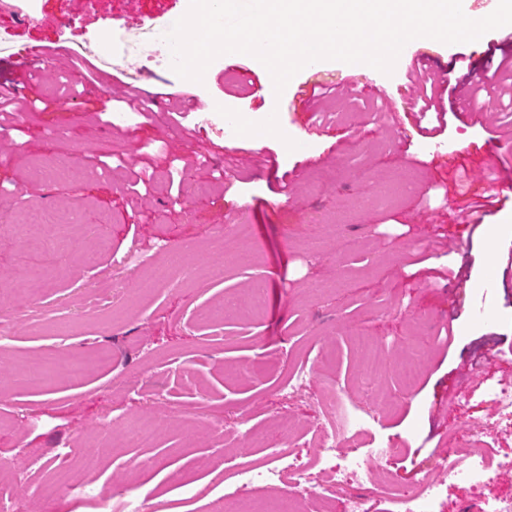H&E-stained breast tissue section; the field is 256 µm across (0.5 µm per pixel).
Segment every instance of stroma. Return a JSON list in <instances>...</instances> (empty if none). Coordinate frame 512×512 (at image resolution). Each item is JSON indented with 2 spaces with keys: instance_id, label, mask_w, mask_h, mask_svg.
Returning <instances> with one entry per match:
<instances>
[{
  "instance_id": "stroma-1",
  "label": "stroma",
  "mask_w": 512,
  "mask_h": 512,
  "mask_svg": "<svg viewBox=\"0 0 512 512\" xmlns=\"http://www.w3.org/2000/svg\"><path fill=\"white\" fill-rule=\"evenodd\" d=\"M185 12L182 0H37L36 22L0 14V29L13 34L0 46V82L28 79L32 100L0 117V312L18 316L12 340L0 344V464L32 461L10 483L11 512H101L102 498L125 491L143 512H207L211 489L224 487L214 458L260 464L286 442L311 463L302 512H315L324 494L331 512L352 495L366 512H391L369 487L327 492L309 439L285 435L280 422L316 423L339 385L344 406L369 405L350 342L356 332L387 356L379 388L388 408L367 443L393 449L396 487L462 458L472 431L494 422L482 391L486 379L512 381V287L485 293L480 285L491 273L486 257L512 253V195L487 227L469 232L456 173L466 170L476 194L512 186V101L490 95L473 124L448 110L438 139L454 152L443 158L407 119L410 94L397 70L325 62L322 92L293 112L288 95L266 85L257 98L236 80L241 65L268 79L244 54L217 58L201 84L170 70L132 77L118 60L104 62L113 22L136 29L143 16L172 23ZM506 34L414 48L441 66L453 54L478 66ZM88 39L101 52L90 66L78 60ZM63 77L80 89L77 100L59 95ZM133 83L156 104L115 122L107 107ZM201 94L212 111L191 107ZM273 95L298 149L273 136L259 146L224 133L215 106L259 122ZM34 205L80 215L47 252L26 245ZM240 224L250 236L236 235ZM88 254L94 264H85ZM157 254L163 272L176 258L198 259L195 277L143 283L142 262ZM448 265L465 271L463 289L436 278ZM257 277L267 285L259 313L199 323L200 311ZM32 278L34 297L12 293L13 283ZM477 307L485 310L479 320ZM64 352L92 360L81 381L26 379L31 357ZM408 355L418 377L406 386L393 362ZM305 363L314 371L302 395L289 396L290 374ZM464 391L477 398L461 407ZM157 409L171 424L155 446L99 427L105 417L123 423ZM250 428L266 433V447H249ZM88 435L92 492L36 499L34 489L53 478L57 449Z\"/></svg>"
}]
</instances>
